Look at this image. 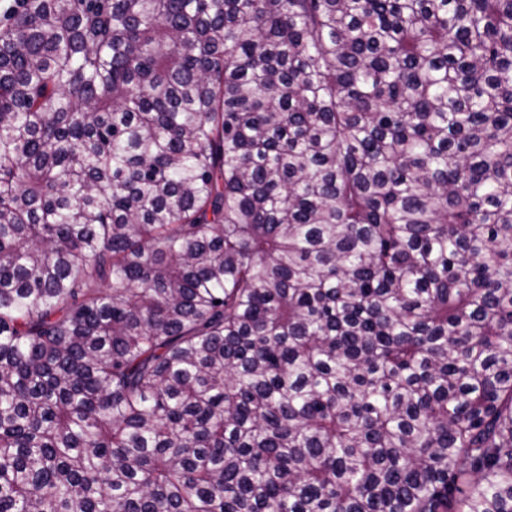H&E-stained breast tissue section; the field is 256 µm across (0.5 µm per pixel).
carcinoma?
<instances>
[{"label":"carcinoma","mask_w":512,"mask_h":512,"mask_svg":"<svg viewBox=\"0 0 512 512\" xmlns=\"http://www.w3.org/2000/svg\"><path fill=\"white\" fill-rule=\"evenodd\" d=\"M0 512H512V0H26Z\"/></svg>","instance_id":"obj_1"}]
</instances>
